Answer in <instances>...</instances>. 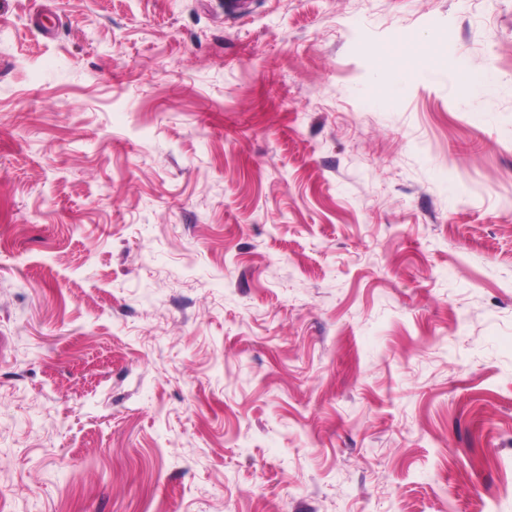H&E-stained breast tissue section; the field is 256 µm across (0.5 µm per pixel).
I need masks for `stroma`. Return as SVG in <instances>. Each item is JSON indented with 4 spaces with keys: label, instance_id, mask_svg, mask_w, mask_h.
I'll use <instances>...</instances> for the list:
<instances>
[{
    "label": "stroma",
    "instance_id": "stroma-1",
    "mask_svg": "<svg viewBox=\"0 0 512 512\" xmlns=\"http://www.w3.org/2000/svg\"><path fill=\"white\" fill-rule=\"evenodd\" d=\"M0 512H512V0H0ZM431 50L424 45H414L403 52L405 65L403 75L407 78L422 77L429 73Z\"/></svg>",
    "mask_w": 512,
    "mask_h": 512
}]
</instances>
